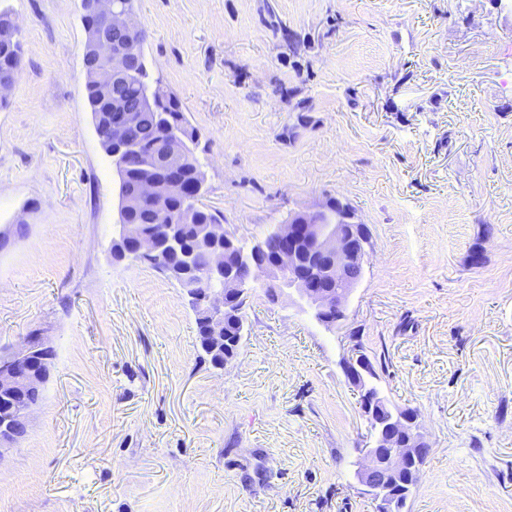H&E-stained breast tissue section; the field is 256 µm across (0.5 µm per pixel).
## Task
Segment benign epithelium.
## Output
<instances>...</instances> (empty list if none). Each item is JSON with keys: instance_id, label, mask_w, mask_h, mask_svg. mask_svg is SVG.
<instances>
[{"instance_id": "1", "label": "benign epithelium", "mask_w": 512, "mask_h": 512, "mask_svg": "<svg viewBox=\"0 0 512 512\" xmlns=\"http://www.w3.org/2000/svg\"><path fill=\"white\" fill-rule=\"evenodd\" d=\"M82 14L92 16L98 25L84 28V66L95 81L104 87L127 77L129 63L137 56L134 36L141 31L131 8L116 0H80ZM163 102L162 94L154 100L135 106H123L110 126L117 129L112 136V158L117 159L126 145L124 131L136 128L144 113L152 112ZM187 138L179 130H172L164 145L165 162L162 178L140 183L123 201L126 209L136 206L150 208L154 223L173 229L172 210L166 199L189 195L192 185L177 174V165L187 153ZM331 201L320 208L300 211L277 228L279 246L274 255H269L262 246L249 255L248 276L234 283V292L240 298L264 278L272 282L271 290L293 288L304 299L314 314L331 324L345 319L346 299L354 282L345 278L346 267L354 262L363 263L367 256V244L355 231H347L341 215H331ZM124 236L133 239L134 250L128 259L141 256L160 259L162 241L144 234L135 224L123 225ZM230 256L222 250L207 254L201 262L189 269L195 282L204 283L224 275ZM196 307L205 310L209 317L224 321L228 308L222 291L204 290L191 297ZM45 351L35 337L9 357H0V409L5 411V420L13 428L0 432V460L28 429L35 405L27 401L28 393L45 384L49 367L40 372V353ZM402 427L397 422L374 420L370 424L365 444L361 448L362 461L357 470V480L364 491L381 500L389 488L387 470H401L410 464L415 453L406 449H395L392 441L400 435Z\"/></svg>"}]
</instances>
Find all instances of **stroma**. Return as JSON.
<instances>
[{
	"instance_id": "stroma-1",
	"label": "stroma",
	"mask_w": 512,
	"mask_h": 512,
	"mask_svg": "<svg viewBox=\"0 0 512 512\" xmlns=\"http://www.w3.org/2000/svg\"><path fill=\"white\" fill-rule=\"evenodd\" d=\"M0 7L23 46L0 108V355L53 351L0 512H377L355 344L431 445L407 512H512V10L134 0L225 231L249 246L338 197L369 235L342 325L258 282L216 368L182 288L112 256L79 0Z\"/></svg>"
}]
</instances>
